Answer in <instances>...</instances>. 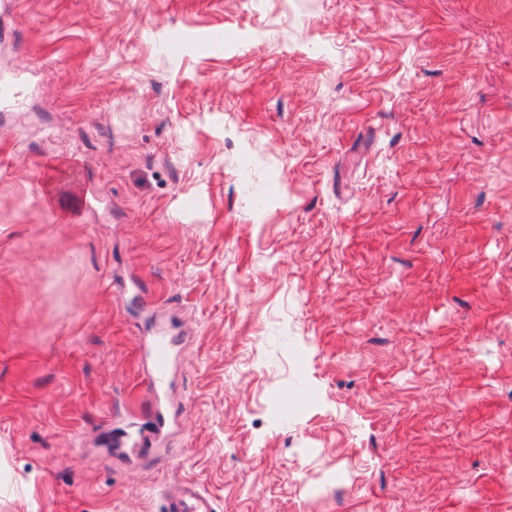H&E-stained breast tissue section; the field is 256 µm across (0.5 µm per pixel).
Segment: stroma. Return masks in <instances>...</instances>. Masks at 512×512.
<instances>
[{
    "label": "stroma",
    "mask_w": 512,
    "mask_h": 512,
    "mask_svg": "<svg viewBox=\"0 0 512 512\" xmlns=\"http://www.w3.org/2000/svg\"><path fill=\"white\" fill-rule=\"evenodd\" d=\"M1 74L0 512H512V0H0ZM169 348L165 340H157L151 348V358L154 367L151 387L154 392L163 384L169 362ZM163 512H217L214 499L194 481H180L168 487Z\"/></svg>",
    "instance_id": "obj_1"
}]
</instances>
